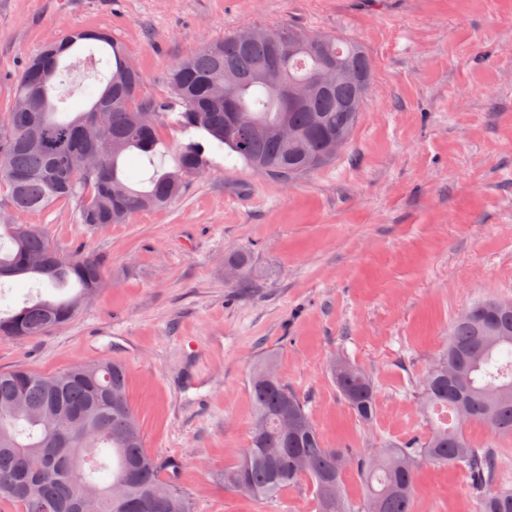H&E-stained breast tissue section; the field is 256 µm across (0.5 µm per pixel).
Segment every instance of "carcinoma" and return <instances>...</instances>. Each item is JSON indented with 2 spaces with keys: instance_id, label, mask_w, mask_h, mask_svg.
<instances>
[{
  "instance_id": "1",
  "label": "carcinoma",
  "mask_w": 512,
  "mask_h": 512,
  "mask_svg": "<svg viewBox=\"0 0 512 512\" xmlns=\"http://www.w3.org/2000/svg\"><path fill=\"white\" fill-rule=\"evenodd\" d=\"M279 45L264 37L244 42L239 32L205 43L174 63L169 83L180 107L175 122L208 138L211 149L228 150L273 178L291 182L331 163L321 158L324 139L341 129L352 135L360 113L343 112L340 101L365 104L368 91L348 83L291 106L279 94L288 78L308 77L327 61L371 72L367 53L340 36L327 44L298 28L273 29ZM86 42L101 50L96 67L106 83L85 87L89 107L74 115L58 112L50 98L71 76L66 60ZM142 77L121 44L105 30H74L46 43L19 75L13 103L0 119V187L7 205L42 209L62 199L79 201L78 221L88 228L124 224L146 209L171 204L186 181L207 167L205 146L196 141L176 150L173 170L156 169L146 180L127 174L120 159L137 150L154 162L163 145L165 105L139 99ZM286 123L302 134L288 144L265 128ZM96 152L101 167L86 177L81 159ZM0 279L35 280L58 292L18 309H0V336L36 338L77 314L83 300L104 285L103 265L85 253L59 254L32 224H0ZM473 315L455 318L448 347L439 357L454 366L428 372L420 382L421 407L430 419L424 440L390 444L372 456L327 448L300 396L275 376L260 374L275 359L259 362L248 378L253 421L248 448L224 469V488L256 499H271L306 479L318 512H413L418 472L426 461L459 464L470 474L479 512H512V491L493 489L495 461L465 437L460 409L472 420L512 433V306L484 299ZM329 373L340 396L368 423L376 415V386L353 363L334 360ZM176 464L145 448L127 396L125 368L113 361L77 364L54 374L26 368L0 372V504L15 512H44L51 505L69 512L80 501L84 512H191L188 496L168 480ZM112 469L107 484L98 474ZM356 469L364 485L351 499L344 475Z\"/></svg>"
}]
</instances>
